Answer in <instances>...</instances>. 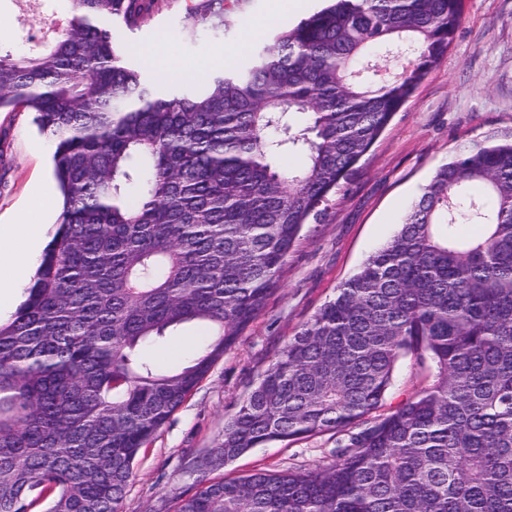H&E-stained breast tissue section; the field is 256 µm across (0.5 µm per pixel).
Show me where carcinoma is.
Wrapping results in <instances>:
<instances>
[{
    "mask_svg": "<svg viewBox=\"0 0 512 512\" xmlns=\"http://www.w3.org/2000/svg\"><path fill=\"white\" fill-rule=\"evenodd\" d=\"M248 0H190L224 35ZM49 40L0 51V112L54 144L62 209L0 322V512H120L134 464L280 286L340 191L450 47L463 0H326L202 86L157 83L119 31L157 0H74ZM405 52L384 77L375 49ZM289 154L304 164L284 168ZM473 224L479 234L466 236ZM198 322L163 368L141 348ZM428 384L373 413L406 357ZM336 435L309 471L196 480L175 512H512V139L440 166L398 232L288 342L198 461Z\"/></svg>",
    "mask_w": 512,
    "mask_h": 512,
    "instance_id": "cac0c4a2",
    "label": "carcinoma"
}]
</instances>
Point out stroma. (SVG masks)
<instances>
[{
  "label": "stroma",
  "mask_w": 512,
  "mask_h": 512,
  "mask_svg": "<svg viewBox=\"0 0 512 512\" xmlns=\"http://www.w3.org/2000/svg\"><path fill=\"white\" fill-rule=\"evenodd\" d=\"M73 0H0V48L22 50L47 40L46 23L65 17ZM186 0H158L155 11L121 43L137 63L147 55L172 59L171 73L199 83L215 70L247 59L261 35L297 23L303 10L289 0H249L244 17L258 26L248 38L234 25L223 39L185 42L180 19ZM512 133V0H465L461 23L444 59L396 112L360 169L329 203L323 222L305 225L288 255L282 285L264 312L225 351L208 377L142 451L122 512H174L196 478L193 459L218 447L224 421L259 376L320 306L362 262L399 230L435 171L464 143ZM50 139L27 112H0V224L15 223L33 185L50 180ZM185 324L143 356L163 366L187 363L208 337ZM329 433L251 449L221 469V477L261 470L312 469L332 462Z\"/></svg>",
  "instance_id": "obj_1"
}]
</instances>
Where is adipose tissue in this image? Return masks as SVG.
I'll use <instances>...</instances> for the list:
<instances>
[{
	"label": "adipose tissue",
	"mask_w": 512,
	"mask_h": 512,
	"mask_svg": "<svg viewBox=\"0 0 512 512\" xmlns=\"http://www.w3.org/2000/svg\"><path fill=\"white\" fill-rule=\"evenodd\" d=\"M54 207L53 190L43 184L34 190L32 209L20 229L0 225V309L16 303L15 296L8 291L10 283L34 274L36 245L45 233L47 216Z\"/></svg>",
	"instance_id": "ef3b65f1"
}]
</instances>
